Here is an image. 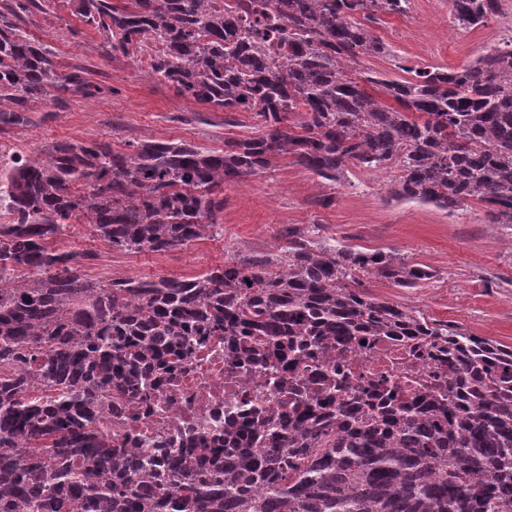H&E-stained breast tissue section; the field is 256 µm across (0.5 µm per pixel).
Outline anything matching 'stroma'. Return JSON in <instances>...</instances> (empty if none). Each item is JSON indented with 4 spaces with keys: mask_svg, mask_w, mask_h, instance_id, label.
Masks as SVG:
<instances>
[{
    "mask_svg": "<svg viewBox=\"0 0 512 512\" xmlns=\"http://www.w3.org/2000/svg\"><path fill=\"white\" fill-rule=\"evenodd\" d=\"M19 25L51 47L59 72L82 71L100 92L89 98L65 92L60 102L36 105L29 123L0 127V153L33 155L56 143L93 140L109 141L118 150L156 140L187 141L214 151L223 149L225 140L263 130L254 113L230 114L178 96L169 83L149 74L146 55L109 56L103 37L72 16L67 0H48L23 15ZM372 31L390 52L359 56L362 69L392 78L400 76L403 63L458 70L512 32V0H502L499 14L469 30L453 22L448 0H410L406 15L382 16ZM394 176L391 170H357L344 184L324 187L285 158L265 173L225 182L223 237L161 254L129 255L107 249L88 225L75 224L61 247L111 261L116 278H181L236 253L276 252L282 227L315 224L319 236L394 251L433 273L413 289L366 277L363 291L512 346V227L491 223L485 208L472 202L449 212L388 200ZM325 195L331 202L323 206L319 199Z\"/></svg>",
    "mask_w": 512,
    "mask_h": 512,
    "instance_id": "obj_1",
    "label": "stroma"
}]
</instances>
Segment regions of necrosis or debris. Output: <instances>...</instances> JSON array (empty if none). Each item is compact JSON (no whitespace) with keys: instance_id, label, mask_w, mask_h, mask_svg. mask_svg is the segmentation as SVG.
Here are the masks:
<instances>
[{"instance_id":"4bbe7bcc","label":"necrosis or debris","mask_w":512,"mask_h":512,"mask_svg":"<svg viewBox=\"0 0 512 512\" xmlns=\"http://www.w3.org/2000/svg\"><path fill=\"white\" fill-rule=\"evenodd\" d=\"M448 377L437 349L410 353L394 336H366L340 349L306 348L290 370L275 361L226 357L224 339L207 336L176 360L173 375L153 381L148 403L113 393L103 408L114 438L128 448L162 457L178 448L199 447L227 424L261 417L278 423L293 414L291 389L308 395H336L344 401L370 386L402 392L403 404Z\"/></svg>"}]
</instances>
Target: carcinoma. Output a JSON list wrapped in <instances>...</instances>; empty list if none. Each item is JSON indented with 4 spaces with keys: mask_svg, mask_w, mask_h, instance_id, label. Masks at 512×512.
Listing matches in <instances>:
<instances>
[{
    "mask_svg": "<svg viewBox=\"0 0 512 512\" xmlns=\"http://www.w3.org/2000/svg\"><path fill=\"white\" fill-rule=\"evenodd\" d=\"M113 53L148 51L152 75L226 112H253L265 131L204 151L145 140L62 142L36 159L0 155V512H512V347L382 301L355 287L377 276L399 288L428 267L306 226L283 228L279 252L236 254L185 279L85 277L94 259L55 247L71 219L106 245L164 253L223 231L224 182L288 158L322 184L352 170H397L396 201L454 211L477 201L512 224V40L455 71H356L387 45L368 22L409 0H69ZM0 13V124L55 91L89 86L57 72L52 51ZM501 0H451L461 29L486 24ZM379 87L368 95L360 83ZM222 336L226 354L260 345L289 364L279 340L345 346L404 336L448 353L445 393L414 407L390 396L368 413L357 397L321 399L293 426L269 428L263 450L135 453L104 427L101 407L189 351ZM253 345H248V342ZM24 447H18V441Z\"/></svg>",
    "mask_w": 512,
    "mask_h": 512,
    "instance_id": "obj_1",
    "label": "carcinoma"
}]
</instances>
